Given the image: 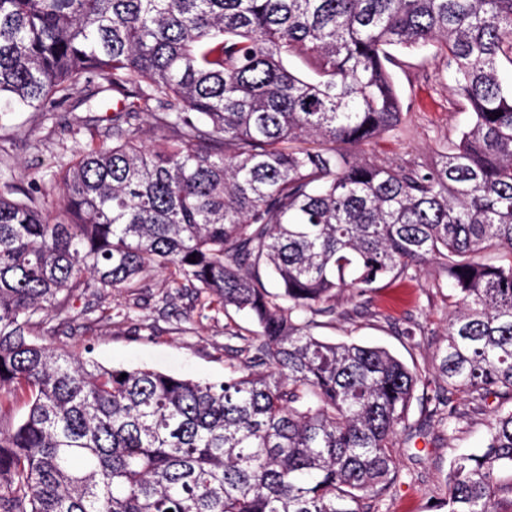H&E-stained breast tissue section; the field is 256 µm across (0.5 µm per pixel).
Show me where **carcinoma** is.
Wrapping results in <instances>:
<instances>
[{"label":"carcinoma","mask_w":512,"mask_h":512,"mask_svg":"<svg viewBox=\"0 0 512 512\" xmlns=\"http://www.w3.org/2000/svg\"><path fill=\"white\" fill-rule=\"evenodd\" d=\"M431 43L469 125L430 164L354 160L401 122L392 50ZM503 59L512 0H0V120L64 91L129 100L57 209L0 195V512H372L401 479L423 375L313 328L336 291L362 297L431 258L451 311L425 412L455 416L456 394L495 403L482 450L450 465L445 506L512 512ZM143 113L167 131L151 146ZM491 246L497 265L480 259ZM157 270L256 324L229 332L245 359L224 379L105 367L29 336L40 313Z\"/></svg>","instance_id":"carcinoma-1"}]
</instances>
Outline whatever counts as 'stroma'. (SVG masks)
I'll use <instances>...</instances> for the list:
<instances>
[{
    "label": "stroma",
    "mask_w": 512,
    "mask_h": 512,
    "mask_svg": "<svg viewBox=\"0 0 512 512\" xmlns=\"http://www.w3.org/2000/svg\"><path fill=\"white\" fill-rule=\"evenodd\" d=\"M394 81L404 114L396 129L356 149L358 157L389 165L435 160L469 120L466 101L453 92L444 59L435 47L401 54ZM112 108L95 109L73 94L50 112H18L0 121V195L15 198L41 186L50 202L60 198L59 174L90 145L111 143ZM436 262L422 265L413 279L385 281L364 297L337 292L336 314L322 318L314 334L332 342L386 348L409 368L429 373L448 330V290ZM130 305L128 320H106L105 308ZM248 335L254 324L222 307L201 311L191 289L174 287L155 274L135 294L89 293L74 300L66 322L50 319L39 341L74 353L90 352L106 366H148L198 379H220L227 360L224 332ZM451 425L426 417L412 402L396 463L402 480L377 505L379 512H444L451 461L479 452L489 414L458 401Z\"/></svg>",
    "instance_id": "1"
}]
</instances>
